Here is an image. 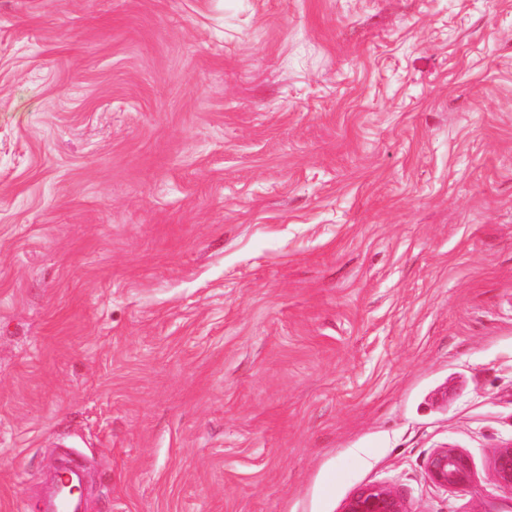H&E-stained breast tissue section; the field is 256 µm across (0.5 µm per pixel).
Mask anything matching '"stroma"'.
I'll return each mask as SVG.
<instances>
[{
	"label": "stroma",
	"instance_id": "obj_1",
	"mask_svg": "<svg viewBox=\"0 0 512 512\" xmlns=\"http://www.w3.org/2000/svg\"><path fill=\"white\" fill-rule=\"evenodd\" d=\"M511 444L512 0H0V512H512ZM494 472L497 482L512 492V444L497 452ZM429 479L440 486H465L471 479L469 457L456 448L435 450L427 461ZM342 512H407L403 501L380 486L358 489L346 502Z\"/></svg>",
	"mask_w": 512,
	"mask_h": 512
}]
</instances>
